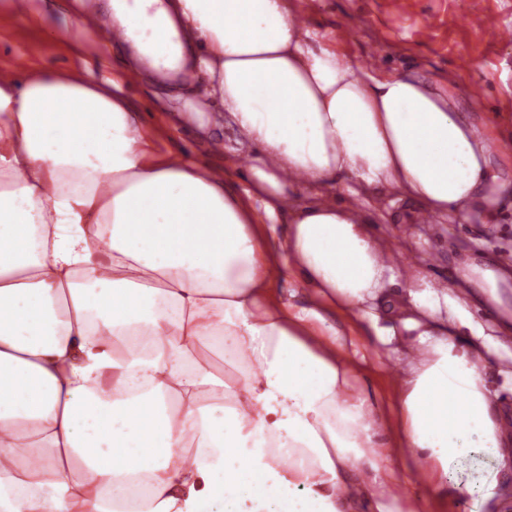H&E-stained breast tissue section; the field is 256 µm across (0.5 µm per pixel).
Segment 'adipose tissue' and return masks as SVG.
Wrapping results in <instances>:
<instances>
[{
	"label": "adipose tissue",
	"instance_id": "obj_1",
	"mask_svg": "<svg viewBox=\"0 0 512 512\" xmlns=\"http://www.w3.org/2000/svg\"><path fill=\"white\" fill-rule=\"evenodd\" d=\"M112 26L138 29L154 70L198 40L236 134L224 155L249 163L234 186L160 150L122 79L0 75V512L511 500L512 412L487 374L502 342L372 230L387 192L491 223L512 188L497 131L452 88L344 58L288 0H112ZM338 314L387 351L388 402ZM214 346L232 380L201 362Z\"/></svg>",
	"mask_w": 512,
	"mask_h": 512
}]
</instances>
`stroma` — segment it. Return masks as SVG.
<instances>
[{
	"label": "stroma",
	"instance_id": "35a3bbf8",
	"mask_svg": "<svg viewBox=\"0 0 512 512\" xmlns=\"http://www.w3.org/2000/svg\"><path fill=\"white\" fill-rule=\"evenodd\" d=\"M304 20L331 32L337 48L348 57L370 60L382 73L417 71L441 85H452L462 111L497 129L501 146L512 149V43H493L477 17L494 26L512 27V0H296ZM71 24H64L65 15ZM93 16L100 29L112 25L110 0H43L39 20L0 22V67L23 55L33 67L76 70L92 82L119 75L130 61L127 46L98 40L79 55L81 16ZM208 77L199 61H192L185 76L171 80L144 75L127 83L124 91L137 111L150 114L161 131L160 148L182 147L192 159L224 168L228 177L237 166H225L216 149L227 141L224 108L207 91ZM203 120H185L188 106ZM496 223L471 220L467 224H377V231L394 247V264L428 262L436 280L468 274V286L480 288V270L512 267V197L496 201ZM344 335L355 337V347L374 373L373 389L387 399L388 362L382 350L361 339L357 318H337Z\"/></svg>",
	"mask_w": 512,
	"mask_h": 512
}]
</instances>
